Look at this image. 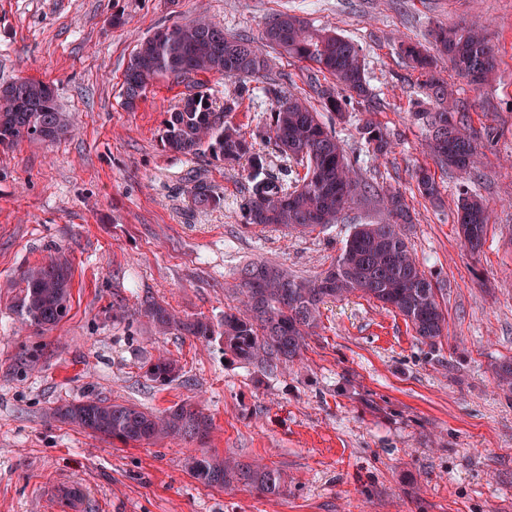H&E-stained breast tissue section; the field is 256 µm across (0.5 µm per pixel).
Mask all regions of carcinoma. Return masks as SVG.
I'll return each mask as SVG.
<instances>
[{
    "label": "carcinoma",
    "mask_w": 512,
    "mask_h": 512,
    "mask_svg": "<svg viewBox=\"0 0 512 512\" xmlns=\"http://www.w3.org/2000/svg\"><path fill=\"white\" fill-rule=\"evenodd\" d=\"M430 36L437 55L470 83L483 84L494 70L495 46L484 34L468 27L437 25ZM266 46L305 64L310 86L335 116L344 117L353 102L368 98L356 44L335 32L313 29L296 15L280 13L267 23L262 43L228 35L203 18L158 29L140 42L126 66L124 105L135 109L159 76L186 84L199 73L264 78L269 71ZM399 50L404 63L426 77V98L414 103L413 117L427 128L430 154L443 166L471 172L482 155L481 145L457 104L450 101L448 82L437 71L436 59L416 44L403 43ZM326 74L343 94L320 83L319 76ZM236 106V100L227 99L218 110L209 97L189 94L168 113L162 143L170 152L207 153L229 166L248 160L250 187L240 203L243 224L312 231L342 221L351 205L369 194L380 199L382 217L374 224L355 225L335 262L312 279L264 262L245 264L238 271L235 288L238 304L224 311V320L217 326L203 317L181 316L155 299L140 302L137 314L162 335L191 336L206 343L217 336L224 353L263 373L301 357L307 337L319 325L321 305L356 293L398 312L421 342L435 344L443 335L445 316L437 288L420 268L402 232L401 225L412 223L402 195L360 181L333 122H324L305 100L286 94L277 97L268 116L248 136L228 124L227 117ZM70 129L69 116L57 107L50 85L32 78L0 85L1 148L23 141L54 143ZM360 130L374 155L390 152L387 135L371 115L361 119ZM258 141L274 145L281 155L302 165L304 175L290 186L288 180L268 174L263 156L254 151ZM416 181L421 195L438 198L440 186L428 169H419ZM192 200L204 208L220 203L203 183L195 186ZM457 214L467 217L460 223L463 245L472 253L480 251L489 224L487 206L463 189ZM71 280V259L62 249L24 270L17 298L21 321L37 329L57 326L69 312ZM143 368L148 379L160 385L176 381L181 371L176 360L164 355L147 360ZM54 415L88 434L124 445L167 437L203 444L212 430L210 416L186 403L154 413L133 403L87 398L56 408ZM187 467L206 487L241 483L275 498L286 490L279 470L258 462L221 458L203 450L188 459Z\"/></svg>",
    "instance_id": "carcinoma-1"
}]
</instances>
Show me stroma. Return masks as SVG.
<instances>
[{
	"label": "stroma",
	"instance_id": "stroma-1",
	"mask_svg": "<svg viewBox=\"0 0 512 512\" xmlns=\"http://www.w3.org/2000/svg\"><path fill=\"white\" fill-rule=\"evenodd\" d=\"M281 12L361 49L372 117L392 149L373 155L357 108L336 132L359 179L399 189L415 212L405 233L445 315L435 345L356 294L323 305L300 359L268 375L225 357L220 341L157 335L135 313L153 298L220 323L244 264L312 278L353 225L378 219L371 196L341 223L306 234L242 224L248 163L162 146V122L185 85L161 77L137 108L123 105L127 63L160 26L204 16L258 41ZM116 15L124 25H113ZM438 24L481 29L497 50L480 86L438 63L483 147L472 174L428 154L427 133L410 115L424 78L399 45L428 44ZM269 59L267 79L250 82L249 94L215 74L197 75L195 89L218 107L239 98L229 120L245 133L270 111L274 91L318 104L302 63L275 51ZM18 77L50 84L74 131L0 151V512H71L60 492L72 487L83 492V512H512V394L495 382L497 366L512 359V0H0V83ZM419 166L439 182V203L419 195ZM196 176L220 205H193ZM464 185L490 213L476 254L456 224ZM57 247L73 264L70 310L37 331L15 312L18 280ZM161 353L181 367L163 386L141 367ZM87 396L155 412L198 404L213 429L203 447L126 446L53 417ZM203 448L281 470L286 492L200 484L185 462Z\"/></svg>",
	"mask_w": 512,
	"mask_h": 512
}]
</instances>
